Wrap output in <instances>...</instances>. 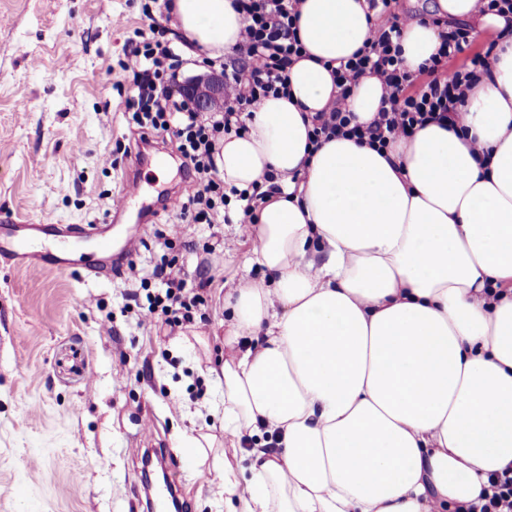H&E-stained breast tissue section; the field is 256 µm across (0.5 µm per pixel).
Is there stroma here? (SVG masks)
Returning a JSON list of instances; mask_svg holds the SVG:
<instances>
[{
  "mask_svg": "<svg viewBox=\"0 0 512 512\" xmlns=\"http://www.w3.org/2000/svg\"><path fill=\"white\" fill-rule=\"evenodd\" d=\"M144 2L0 0V213L111 220L131 162L119 61ZM152 155L144 195L182 192L178 163ZM188 240L175 253L190 276L208 265L211 301L173 336L124 311L134 281L0 263V512H143L145 449L191 459L184 434L223 439L224 297L264 270L242 225ZM223 474L210 459L182 472L193 512H228Z\"/></svg>",
  "mask_w": 512,
  "mask_h": 512,
  "instance_id": "1",
  "label": "stroma"
}]
</instances>
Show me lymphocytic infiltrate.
<instances>
[{
	"mask_svg": "<svg viewBox=\"0 0 512 512\" xmlns=\"http://www.w3.org/2000/svg\"><path fill=\"white\" fill-rule=\"evenodd\" d=\"M480 11L503 19L497 40L474 52L458 68L450 63L471 50L475 27L458 20L434 19L439 45L419 72L410 71L400 42L408 19L399 0H366L376 19L363 46L340 60L331 71L336 97L312 118L309 141L321 144L332 138H349L380 151L391 143L412 138L417 130L437 125L451 131L462 128V109L469 94L492 80L498 61V39L512 37V0H479ZM301 0H232L243 26L229 55L231 70L224 75V108L197 111L192 101L179 94L183 34L163 25L159 16L145 11L150 36L130 41L121 61L129 83L126 109L139 143L161 139L174 144L179 167L192 180L181 194L175 212L178 223L159 231L167 249L184 237L187 224L253 223L255 212L267 197L281 193L277 175L266 178V190L229 189L214 161L221 136L245 131V117L268 97L288 91V70L303 57L298 35ZM377 79L381 104L370 122H359L347 101L363 79ZM156 288L141 286L127 295V307L140 323L162 324L170 331H187L207 305L208 280L189 281L176 260L162 261L154 271ZM454 512H512V471L488 476V485L475 501L458 503Z\"/></svg>",
	"mask_w": 512,
	"mask_h": 512,
	"instance_id": "lymphocytic-infiltrate-1",
	"label": "lymphocytic infiltrate"
}]
</instances>
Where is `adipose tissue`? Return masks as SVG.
I'll list each match as a JSON object with an SVG mask.
<instances>
[{"mask_svg": "<svg viewBox=\"0 0 512 512\" xmlns=\"http://www.w3.org/2000/svg\"><path fill=\"white\" fill-rule=\"evenodd\" d=\"M364 0H303L307 53L290 98L265 99L219 142L226 187L268 172L253 254L267 274L224 301V465L231 512H451L512 468V38L470 94L465 138L436 125L381 155L355 141L308 148L336 96L326 67L362 47ZM193 56L217 60L242 22L231 0H172ZM418 70L437 30L401 40ZM488 150L477 162L468 142Z\"/></svg>", "mask_w": 512, "mask_h": 512, "instance_id": "adipose-tissue-1", "label": "adipose tissue"}]
</instances>
